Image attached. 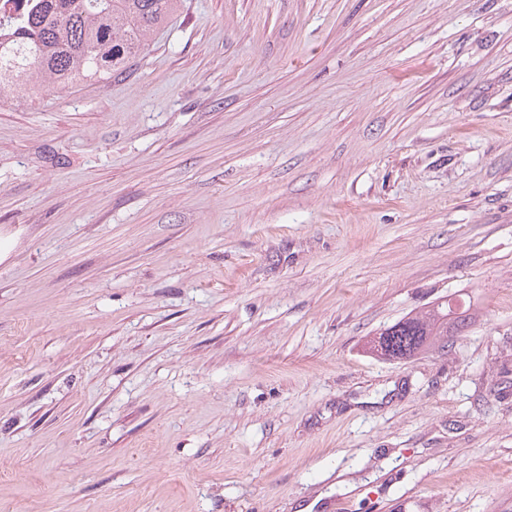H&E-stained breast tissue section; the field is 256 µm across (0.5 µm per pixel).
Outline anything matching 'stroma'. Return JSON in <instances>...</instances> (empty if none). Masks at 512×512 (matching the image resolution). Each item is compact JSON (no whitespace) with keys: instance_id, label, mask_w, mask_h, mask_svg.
Here are the masks:
<instances>
[{"instance_id":"35a3bbf8","label":"stroma","mask_w":512,"mask_h":512,"mask_svg":"<svg viewBox=\"0 0 512 512\" xmlns=\"http://www.w3.org/2000/svg\"><path fill=\"white\" fill-rule=\"evenodd\" d=\"M341 501L512 512V0H183L0 99V512ZM452 300H444L424 313L405 318L379 334L384 336L390 330L393 353L406 355L407 359L418 354L448 348V337L463 336L471 324L467 310L458 312L453 308Z\"/></svg>"}]
</instances>
